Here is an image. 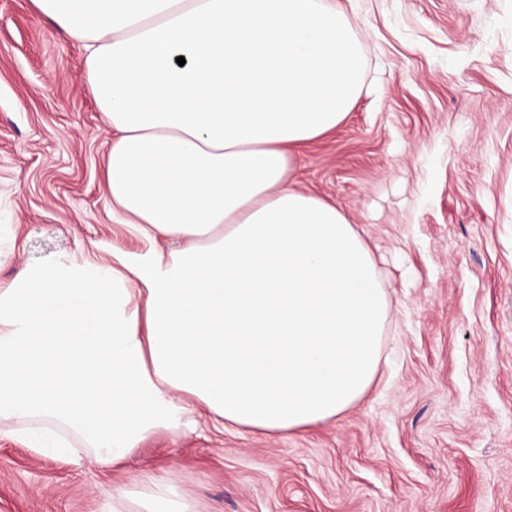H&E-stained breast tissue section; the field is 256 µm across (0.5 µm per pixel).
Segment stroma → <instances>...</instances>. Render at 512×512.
<instances>
[{"mask_svg": "<svg viewBox=\"0 0 512 512\" xmlns=\"http://www.w3.org/2000/svg\"><path fill=\"white\" fill-rule=\"evenodd\" d=\"M377 93L305 146L299 185L366 232L392 315L379 379L304 432L212 423L77 466L0 438V512H111L104 483L166 471L196 512H512V0H354ZM85 53L0 0V245L145 255L105 189L113 133Z\"/></svg>", "mask_w": 512, "mask_h": 512, "instance_id": "1", "label": "stroma"}]
</instances>
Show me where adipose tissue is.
I'll use <instances>...</instances> for the list:
<instances>
[{
  "label": "adipose tissue",
  "mask_w": 512,
  "mask_h": 512,
  "mask_svg": "<svg viewBox=\"0 0 512 512\" xmlns=\"http://www.w3.org/2000/svg\"><path fill=\"white\" fill-rule=\"evenodd\" d=\"M85 51L115 131L103 179L155 248L82 250L0 285V436L110 469L197 409L265 434L336 419L373 386L391 308L364 231L299 187L298 152L364 82L336 0H31ZM191 512L170 481L104 485Z\"/></svg>",
  "instance_id": "1"
}]
</instances>
